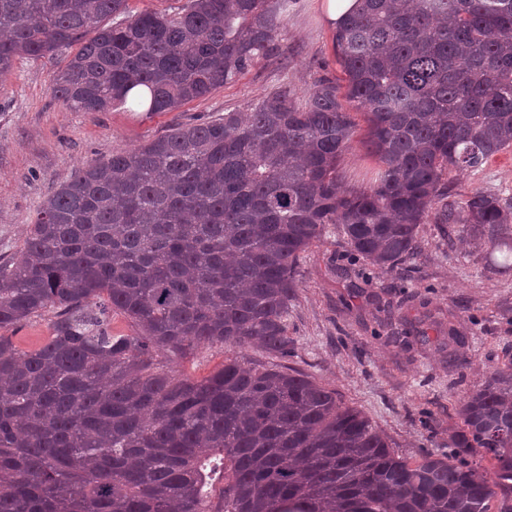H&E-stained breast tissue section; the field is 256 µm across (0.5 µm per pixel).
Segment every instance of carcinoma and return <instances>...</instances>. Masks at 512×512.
<instances>
[{"label":"carcinoma","instance_id":"obj_1","mask_svg":"<svg viewBox=\"0 0 512 512\" xmlns=\"http://www.w3.org/2000/svg\"><path fill=\"white\" fill-rule=\"evenodd\" d=\"M287 4L0 0V81L74 47L52 84L66 108L169 112L265 57ZM333 41L382 164L370 189L339 183L356 124L324 77L302 106L284 86L82 166L39 207L0 263V512H512V367L463 400L453 451L414 465L287 365L167 369L201 346L287 358L297 263L328 224L368 265L416 258L431 215L512 261V197L448 204L443 183L512 147V0H361ZM42 316L50 336L21 348ZM49 325L45 318H34L21 327L14 336L18 343L25 348L39 345L49 335Z\"/></svg>","mask_w":512,"mask_h":512}]
</instances>
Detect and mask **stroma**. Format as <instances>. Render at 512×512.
Wrapping results in <instances>:
<instances>
[{
	"label": "stroma",
	"mask_w": 512,
	"mask_h": 512,
	"mask_svg": "<svg viewBox=\"0 0 512 512\" xmlns=\"http://www.w3.org/2000/svg\"><path fill=\"white\" fill-rule=\"evenodd\" d=\"M322 0H288L275 50L207 98L162 113L74 112L51 92L67 55L16 61L0 83V261L18 260L39 206L86 163L137 148L171 127L247 111L286 86L297 102L324 75L344 83ZM356 123L340 174L349 190L373 186L379 164ZM444 183L460 202L483 190L512 196V150L469 171L449 169ZM422 252L392 268L350 253L337 225L302 253L288 310L287 363L361 410L409 462L448 453L461 401L494 370L512 364V270L495 269L488 246L449 239L440 225L418 228Z\"/></svg>",
	"instance_id": "35a3bbf8"
}]
</instances>
